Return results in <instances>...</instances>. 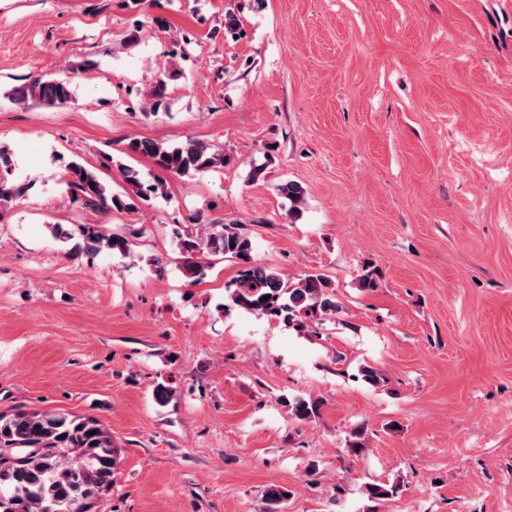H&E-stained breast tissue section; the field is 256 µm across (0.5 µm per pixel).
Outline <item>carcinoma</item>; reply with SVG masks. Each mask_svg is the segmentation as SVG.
<instances>
[{
  "mask_svg": "<svg viewBox=\"0 0 512 512\" xmlns=\"http://www.w3.org/2000/svg\"><path fill=\"white\" fill-rule=\"evenodd\" d=\"M167 79L160 73L151 93L153 110L166 98ZM72 99L70 80L48 75L29 79L15 93V102L30 101L64 105ZM125 153L151 158L160 170L154 182L143 184L136 175L126 174L132 193L107 190L96 170L73 159L66 165L65 185L76 201L103 210H127L136 200L147 201L159 194L166 177L205 172L224 166L230 157L212 146L188 139L174 147L149 140L132 139ZM15 169L8 149L0 146V207L24 196L27 184L11 179ZM278 191L289 202L288 212L301 213L305 190L295 182L279 185ZM204 232L177 234L180 250L191 259L186 274L197 282L206 275L211 260L221 256L236 261L238 277L224 311L239 309L284 322L302 332L310 325L341 311L336 291L322 273L312 272L295 281L286 280L275 268L260 264L253 256L248 235L234 222L224 223L202 214L194 217ZM57 238L77 240L74 254L101 252L128 254L130 243L123 235L109 233L99 224H76L66 229L57 224ZM268 300H263V297ZM291 417L303 421L317 415L320 401L296 397L286 400ZM120 449L112 433L95 417L75 415L59 408L0 410V512H95L97 504L112 492L119 469ZM398 486L367 483L364 494L380 502L397 494Z\"/></svg>",
  "mask_w": 512,
  "mask_h": 512,
  "instance_id": "cac0c4a2",
  "label": "carcinoma"
}]
</instances>
